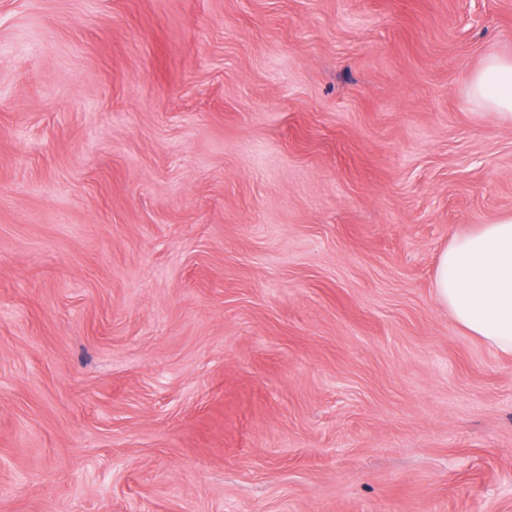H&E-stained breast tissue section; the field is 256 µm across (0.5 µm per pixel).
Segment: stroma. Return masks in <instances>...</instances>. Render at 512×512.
Listing matches in <instances>:
<instances>
[{"label":"stroma","mask_w":512,"mask_h":512,"mask_svg":"<svg viewBox=\"0 0 512 512\" xmlns=\"http://www.w3.org/2000/svg\"><path fill=\"white\" fill-rule=\"evenodd\" d=\"M512 0H0V512H512V356L434 296L512 215ZM468 102L487 116L512 122V57L488 55L466 87Z\"/></svg>","instance_id":"stroma-1"}]
</instances>
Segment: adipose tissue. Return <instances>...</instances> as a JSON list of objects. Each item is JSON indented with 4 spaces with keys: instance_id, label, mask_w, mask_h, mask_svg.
I'll return each instance as SVG.
<instances>
[{
    "instance_id": "ef3b65f1",
    "label": "adipose tissue",
    "mask_w": 512,
    "mask_h": 512,
    "mask_svg": "<svg viewBox=\"0 0 512 512\" xmlns=\"http://www.w3.org/2000/svg\"><path fill=\"white\" fill-rule=\"evenodd\" d=\"M483 114L512 122V57L488 55L466 87ZM434 294L454 322L512 356V215L455 237L439 256Z\"/></svg>"
}]
</instances>
